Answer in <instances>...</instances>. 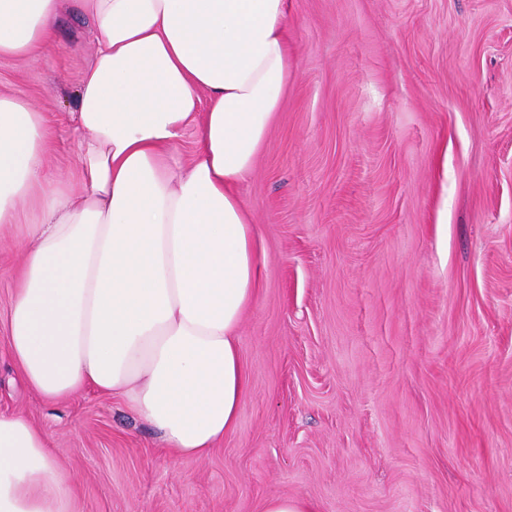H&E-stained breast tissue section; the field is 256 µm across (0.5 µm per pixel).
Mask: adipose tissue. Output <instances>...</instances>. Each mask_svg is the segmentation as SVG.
<instances>
[{
  "label": "adipose tissue",
  "instance_id": "obj_1",
  "mask_svg": "<svg viewBox=\"0 0 512 512\" xmlns=\"http://www.w3.org/2000/svg\"><path fill=\"white\" fill-rule=\"evenodd\" d=\"M79 2L96 36L73 113L78 192L47 177L44 113L0 93V228L37 214L9 353L44 400L120 398L167 448L202 457L249 389L238 329L261 235L239 188L288 92L289 0ZM66 3L0 0V58L49 49ZM72 485L43 429L0 414V512H78Z\"/></svg>",
  "mask_w": 512,
  "mask_h": 512
}]
</instances>
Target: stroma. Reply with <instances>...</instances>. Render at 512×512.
Listing matches in <instances>:
<instances>
[{
	"instance_id": "stroma-1",
	"label": "stroma",
	"mask_w": 512,
	"mask_h": 512,
	"mask_svg": "<svg viewBox=\"0 0 512 512\" xmlns=\"http://www.w3.org/2000/svg\"><path fill=\"white\" fill-rule=\"evenodd\" d=\"M288 29L241 188L263 258L235 430L184 457L117 399L31 390L5 327L27 223L0 230V413L48 433L80 512H512V0H290ZM92 51L73 9L49 52L0 59L61 180ZM261 512H318L316 506L307 500L299 498L273 497L267 499Z\"/></svg>"
}]
</instances>
